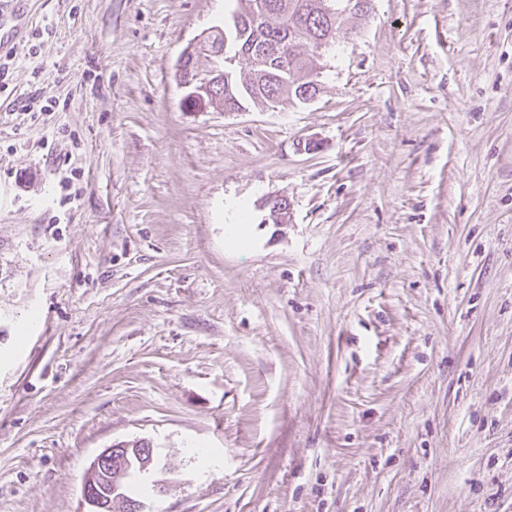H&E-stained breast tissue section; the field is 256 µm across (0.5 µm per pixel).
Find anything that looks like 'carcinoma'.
<instances>
[{
    "mask_svg": "<svg viewBox=\"0 0 512 512\" xmlns=\"http://www.w3.org/2000/svg\"><path fill=\"white\" fill-rule=\"evenodd\" d=\"M371 0H236L229 21L206 38L204 56L224 48V85L217 88V105L236 111L270 108L283 104H303L320 91L319 72L301 46L320 49L332 42L349 15L364 16ZM262 16L263 28L254 29L250 15ZM291 36L299 46L288 60L280 62L265 52ZM263 56L265 66L248 68L247 76L237 75L228 59L249 51Z\"/></svg>",
    "mask_w": 512,
    "mask_h": 512,
    "instance_id": "obj_1",
    "label": "carcinoma"
}]
</instances>
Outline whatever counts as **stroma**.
Masks as SVG:
<instances>
[{
    "label": "stroma",
    "instance_id": "35a3bbf8",
    "mask_svg": "<svg viewBox=\"0 0 512 512\" xmlns=\"http://www.w3.org/2000/svg\"><path fill=\"white\" fill-rule=\"evenodd\" d=\"M15 7L0 512H82L134 438L146 512H512V0H374L239 112L178 78L235 0ZM264 206L269 211L267 223L275 224L279 227L291 224L292 207L287 196L276 195L269 197Z\"/></svg>",
    "mask_w": 512,
    "mask_h": 512
}]
</instances>
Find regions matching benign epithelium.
<instances>
[{
    "instance_id": "1",
    "label": "benign epithelium",
    "mask_w": 512,
    "mask_h": 512,
    "mask_svg": "<svg viewBox=\"0 0 512 512\" xmlns=\"http://www.w3.org/2000/svg\"><path fill=\"white\" fill-rule=\"evenodd\" d=\"M223 71L212 73L208 83L195 85L196 74L191 65L180 67L182 83L195 88V95L205 97L207 85L222 82ZM267 222L279 227L292 223V207L288 197L276 195L265 202ZM146 474L155 470V455L148 440L139 438L122 441L103 449L93 460L82 483V498L89 506L87 512H144V503L125 493V482L131 470Z\"/></svg>"
}]
</instances>
